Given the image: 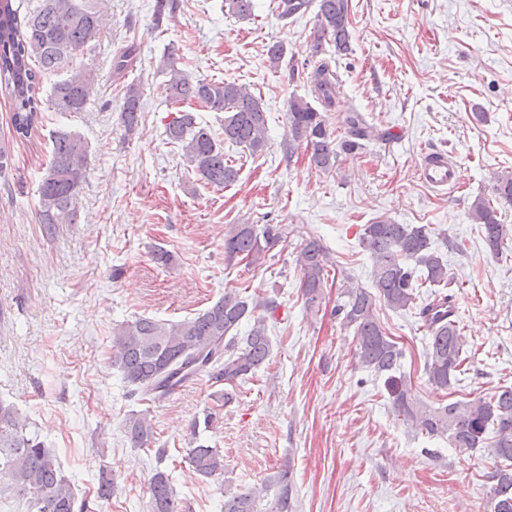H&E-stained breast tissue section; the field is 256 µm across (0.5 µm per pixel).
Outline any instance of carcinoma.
Wrapping results in <instances>:
<instances>
[{"label": "carcinoma", "mask_w": 512, "mask_h": 512, "mask_svg": "<svg viewBox=\"0 0 512 512\" xmlns=\"http://www.w3.org/2000/svg\"><path fill=\"white\" fill-rule=\"evenodd\" d=\"M100 0H0V84L11 97V123L20 139L29 140L43 127L42 112L76 113L86 110L95 93L91 69L76 64L101 38L104 20ZM316 7L318 26L314 32L311 58L315 59L310 83L320 108L301 97L288 109V149L302 148L310 162L329 172L340 163L343 153L362 147V141L379 136L364 117L344 108L336 75L327 58L326 42L334 53L350 50L349 0H278V17L289 19ZM177 0H159L154 27L173 17ZM227 13L240 20L254 17V0H224ZM136 49L128 46L113 59L114 70L125 71L135 59ZM64 69L66 75L53 82L46 100H41V78ZM160 72L168 77L165 93L170 103L196 102L224 113L221 133L196 122L194 113L176 110L165 126L169 142L178 144L186 162L206 184L225 188L238 179V169L225 158L224 144L250 155L266 147L267 121L261 99L235 82L199 77L178 67L175 51L160 59ZM140 85L126 86L121 119L131 134L140 120ZM342 116L347 138L337 140L326 113ZM49 155L38 186L36 218L48 234L58 224L76 223L75 201L89 164L87 146L81 137L65 128L49 135ZM495 197L512 203V172L497 175ZM473 223L481 225L491 253L502 254L508 229L497 218L490 201L478 197L470 206ZM280 225L266 224L257 231L253 224H233L224 236L225 260L245 266L257 264L283 238ZM361 242L373 261L372 290L346 278L341 302L334 314L341 325L353 331L357 364L386 377L388 393L397 416L429 436L448 435L452 445L463 450L492 448L496 458L487 495V512H512V386H500L490 396L454 401L437 407L426 406L412 394L404 377L396 375L403 349L381 326L375 314L380 300L393 311H407L414 305L416 289L448 287L453 277L448 263L432 247L425 226L397 224L380 217L364 225ZM300 288L311 309L323 299V288L333 269L329 253L320 240H307L296 252ZM276 298L251 302L239 288L224 290V296L203 313L179 322L137 317L112 329V365L122 373L132 392L146 402H157L175 388L202 376L214 384L234 386L259 370L268 360L271 341L267 320L274 317ZM264 315L257 316L255 311ZM428 333L424 374L433 387L446 390L459 381L458 374L468 359L466 342L460 333L453 294L436 292L419 312ZM253 320L245 336L238 335L244 320ZM25 424L11 406L0 403V485L29 497L33 512H84L77 504L73 485L49 449L24 434ZM130 442L144 448L153 439V427L145 413L132 415L126 425ZM189 462L205 478L224 473V456L215 448L199 445L189 451ZM152 512H178L179 504L168 475L156 472L149 485ZM293 483L290 469L266 477L260 485L224 492V512H293ZM267 500L265 510L258 502Z\"/></svg>", "instance_id": "1"}]
</instances>
